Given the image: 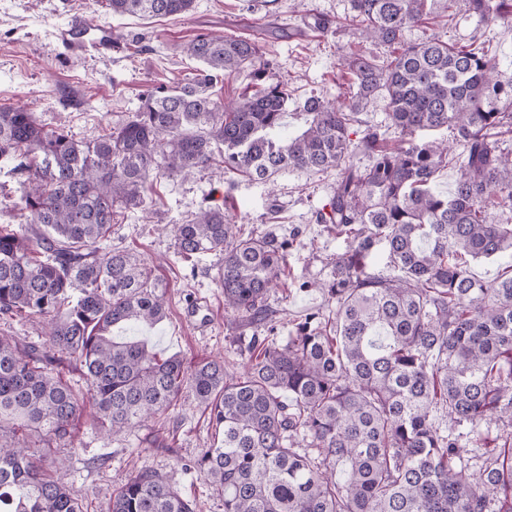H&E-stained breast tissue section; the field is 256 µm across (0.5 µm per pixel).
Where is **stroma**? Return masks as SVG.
Wrapping results in <instances>:
<instances>
[{
    "mask_svg": "<svg viewBox=\"0 0 512 512\" xmlns=\"http://www.w3.org/2000/svg\"><path fill=\"white\" fill-rule=\"evenodd\" d=\"M269 9L277 30L267 38V57L275 79L288 85L286 131L293 134L304 125L298 110L307 97L342 101L348 79L338 59L347 46L380 57L385 50L352 30L323 38L312 29L319 18L345 23L352 13L351 0H276ZM269 9L263 0H194L188 14L144 18L112 14L96 0H0V105L25 107L46 127L64 126L79 140L98 137L121 125L148 87L175 86L195 76L198 63L184 51L195 36L248 34L250 25ZM75 22L90 29L108 28L120 49H67L58 32ZM434 34L455 43L475 37L486 41L498 62V78L512 80V15L481 23L460 0L455 15L410 28L404 39L417 42ZM15 165V160L0 158V225L25 221L17 206ZM335 183V173L296 170L280 173L270 184L238 176L229 187L208 170L159 180L142 208L117 216L107 239L112 247L140 255L166 290V318L151 328H132V335L165 356L178 354L190 362L217 356L241 366L236 332L214 279L220 255L205 254L186 263L175 253L171 232L200 207L223 203L229 206L231 220L247 232L267 230L269 208L278 205L283 233L297 237L288 251L292 283L270 296L281 335H288L304 314L331 315L335 305L317 285L330 277L347 242L318 224L316 214ZM302 281L310 282L309 290H299ZM221 438L209 415L187 396L160 416L158 428L108 438L99 436L97 424L85 413L65 451L67 469L60 477L79 498L99 503L135 470L153 468L169 473L204 512H224L223 500L203 478L182 468Z\"/></svg>",
    "mask_w": 512,
    "mask_h": 512,
    "instance_id": "stroma-1",
    "label": "stroma"
}]
</instances>
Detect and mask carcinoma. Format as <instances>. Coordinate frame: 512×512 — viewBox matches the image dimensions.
<instances>
[{"label": "carcinoma", "instance_id": "carcinoma-1", "mask_svg": "<svg viewBox=\"0 0 512 512\" xmlns=\"http://www.w3.org/2000/svg\"><path fill=\"white\" fill-rule=\"evenodd\" d=\"M118 15L170 17L193 0H96ZM349 26L389 48L380 63L357 51L339 68L355 92L332 106L304 101L305 129L285 138L288 86L269 81L266 45L242 35H197L185 52L203 69L183 85L152 87L118 129L91 141L47 129L34 113L0 107V156L20 159V207L30 238L0 226V314L47 320L50 354L0 336V512H88L51 469L65 460L34 435L73 437L81 405L52 365H79L101 433L142 427L186 394L223 439L192 469L224 512H512V432L476 469L470 449L441 429L512 428V264L490 282L469 262L512 250V156L494 130L512 132V82L494 74L485 43L404 32L453 16L459 0H351ZM479 21L512 14V0H467ZM243 68L253 87L226 104L213 86ZM393 144L351 129L376 98ZM446 128L465 157L454 191L435 181L453 147L424 133ZM372 158L361 169L351 148ZM213 168L268 181L285 170L337 172L317 221L346 236L330 279L316 285L336 303L307 313L278 336L270 293L288 280V238L244 233L219 206L173 227L190 261L222 255L217 285L239 329L246 363L187 366L115 334L153 326L165 291L140 256L104 249L120 210L145 203L155 180ZM383 242L403 272L371 275L364 259ZM252 334L244 335V330ZM103 512H201L170 477L142 468L112 492Z\"/></svg>", "mask_w": 512, "mask_h": 512}]
</instances>
